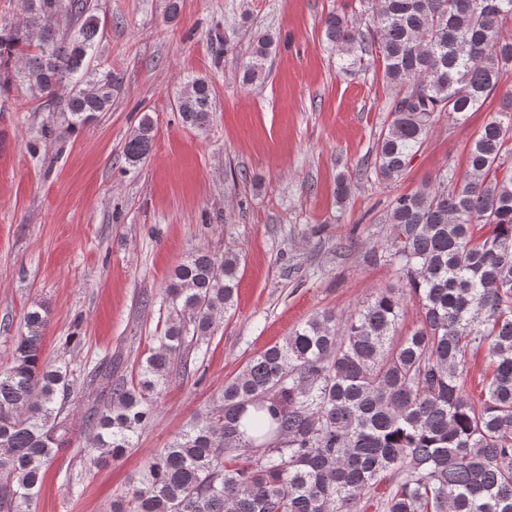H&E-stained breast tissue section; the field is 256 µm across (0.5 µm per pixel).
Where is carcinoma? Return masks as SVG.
<instances>
[{
	"mask_svg": "<svg viewBox=\"0 0 512 512\" xmlns=\"http://www.w3.org/2000/svg\"><path fill=\"white\" fill-rule=\"evenodd\" d=\"M364 34L338 12L323 36L353 64L378 49L392 89L390 121L361 175L395 181L443 119L457 122L495 91L512 66V0H366ZM24 11L62 23L38 35L0 24V94L11 79L82 126L112 109L116 76L93 69L100 37L95 0H23ZM275 49L254 36L240 81L252 85ZM71 88L60 97L65 83ZM212 86L180 91L183 123L200 128ZM144 119L123 147L149 155ZM512 103L478 134L460 185L443 172L432 187L392 199L387 258L409 294L385 291L344 320L324 311L283 343L253 356L206 413L157 451L113 512H512ZM239 253L197 250L177 266L164 302L173 312L159 346L131 378L112 364L90 375L85 451L103 459L135 447L154 419V395L175 363L214 335L234 306ZM419 325L401 333L407 298ZM11 368L0 374V512H21L45 468L73 442L58 397L67 373L42 360V309L26 316ZM485 352L490 375L475 403L467 355Z\"/></svg>",
	"mask_w": 512,
	"mask_h": 512,
	"instance_id": "1",
	"label": "carcinoma"
}]
</instances>
